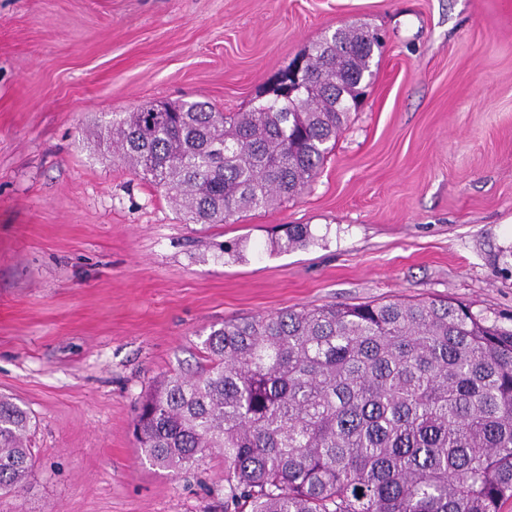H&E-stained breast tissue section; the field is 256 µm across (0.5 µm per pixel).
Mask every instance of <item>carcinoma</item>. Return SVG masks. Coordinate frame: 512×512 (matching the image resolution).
Masks as SVG:
<instances>
[{
    "mask_svg": "<svg viewBox=\"0 0 512 512\" xmlns=\"http://www.w3.org/2000/svg\"><path fill=\"white\" fill-rule=\"evenodd\" d=\"M381 49L338 28L308 47L292 97L148 102L107 137L185 221L222 224L310 188ZM307 241L296 224L276 245ZM203 346L200 372L144 395L134 435L162 468L224 456V512H499L512 497V324L448 299L373 301L226 321ZM32 428L0 395V498L26 488Z\"/></svg>",
    "mask_w": 512,
    "mask_h": 512,
    "instance_id": "obj_1",
    "label": "carcinoma"
}]
</instances>
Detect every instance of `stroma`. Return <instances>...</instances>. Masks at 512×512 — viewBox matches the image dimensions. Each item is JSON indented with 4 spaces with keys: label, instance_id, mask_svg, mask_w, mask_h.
Returning <instances> with one entry per match:
<instances>
[{
    "label": "stroma",
    "instance_id": "stroma-1",
    "mask_svg": "<svg viewBox=\"0 0 512 512\" xmlns=\"http://www.w3.org/2000/svg\"><path fill=\"white\" fill-rule=\"evenodd\" d=\"M351 24L385 47L301 196L192 224L108 153L116 114L247 110ZM446 298L512 316V0H0V393L37 457L0 512H224L222 456L140 458L159 377L230 320Z\"/></svg>",
    "mask_w": 512,
    "mask_h": 512
}]
</instances>
